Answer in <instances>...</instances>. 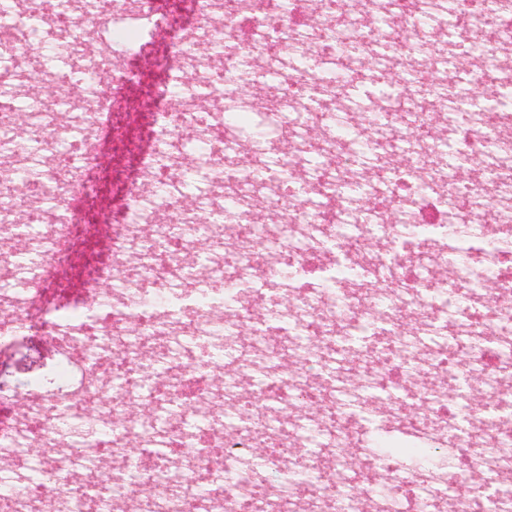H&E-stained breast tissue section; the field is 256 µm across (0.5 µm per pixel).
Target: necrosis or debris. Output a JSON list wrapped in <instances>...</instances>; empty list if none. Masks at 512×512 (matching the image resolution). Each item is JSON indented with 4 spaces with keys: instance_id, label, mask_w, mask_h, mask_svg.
Segmentation results:
<instances>
[{
    "instance_id": "4bbe7bcc",
    "label": "necrosis or debris",
    "mask_w": 512,
    "mask_h": 512,
    "mask_svg": "<svg viewBox=\"0 0 512 512\" xmlns=\"http://www.w3.org/2000/svg\"><path fill=\"white\" fill-rule=\"evenodd\" d=\"M145 27L165 39L118 64L74 50ZM48 46L59 62L38 59ZM33 58L56 80H110L33 108L19 92ZM491 77L506 106L477 96ZM245 79L267 98L242 95ZM116 152L125 165L104 167ZM472 223L484 231L436 281L449 228ZM17 237L30 251L0 272V359L30 384L0 374V512H512V0L0 13V244ZM190 253L207 280L187 274ZM286 268L284 307L267 288ZM228 290L223 319L196 303ZM390 432L437 464L375 448Z\"/></svg>"
}]
</instances>
